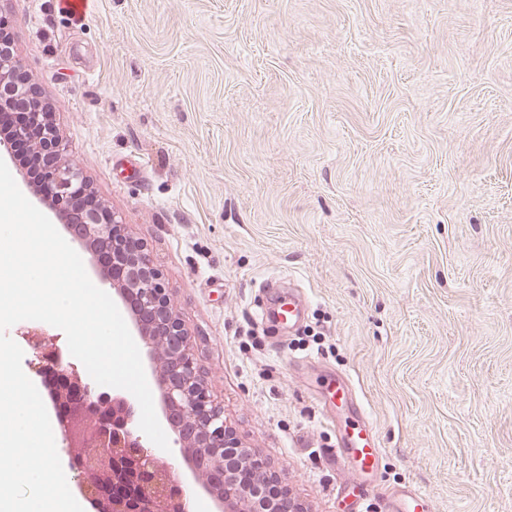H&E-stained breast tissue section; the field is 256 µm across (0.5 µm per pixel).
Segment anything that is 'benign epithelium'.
I'll return each mask as SVG.
<instances>
[{"instance_id": "1", "label": "benign epithelium", "mask_w": 512, "mask_h": 512, "mask_svg": "<svg viewBox=\"0 0 512 512\" xmlns=\"http://www.w3.org/2000/svg\"><path fill=\"white\" fill-rule=\"evenodd\" d=\"M12 79L21 98L33 99V87L12 54L0 52V84ZM14 139H31L46 156L35 189L40 201L64 224L72 241L96 254L107 252L125 271L118 294L137 301L130 320L150 352L162 351L153 368V385L165 420L182 456L192 455L196 485L178 474L177 461L150 445L140 430L137 399L84 377L59 338L36 327L25 333L34 359L29 368L44 388L57 422V433L76 488L91 512H194L195 486L204 488L224 512H308L291 496L270 498L263 488L273 472L256 475L247 485L233 478L235 467L251 459L249 450L227 428L224 412L207 405L203 376L189 353V332L145 247L119 236L122 216L85 196L87 179L67 150L47 112H31L28 122L8 136L0 151L12 153ZM125 485L113 493L115 479Z\"/></svg>"}]
</instances>
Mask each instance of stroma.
I'll use <instances>...</instances> for the list:
<instances>
[{
  "instance_id": "35a3bbf8",
  "label": "stroma",
  "mask_w": 512,
  "mask_h": 512,
  "mask_svg": "<svg viewBox=\"0 0 512 512\" xmlns=\"http://www.w3.org/2000/svg\"><path fill=\"white\" fill-rule=\"evenodd\" d=\"M211 398L310 512H512V0H0ZM306 300L299 327L257 310ZM348 380L356 404L319 406ZM366 423L374 494L329 454Z\"/></svg>"
}]
</instances>
